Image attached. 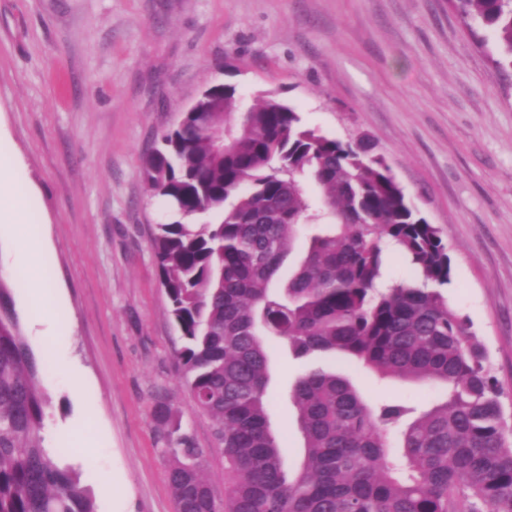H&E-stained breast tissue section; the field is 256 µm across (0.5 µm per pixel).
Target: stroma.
<instances>
[{"instance_id": "1", "label": "stroma", "mask_w": 512, "mask_h": 512, "mask_svg": "<svg viewBox=\"0 0 512 512\" xmlns=\"http://www.w3.org/2000/svg\"><path fill=\"white\" fill-rule=\"evenodd\" d=\"M491 30L450 0H0V139L36 193L44 276L64 338L42 336L25 274L12 268L27 224L0 223V279L49 397L42 434L91 487L97 512H174L156 399L205 452L224 497L211 418L181 383L179 335L151 249L164 210L142 160L206 87L243 104L280 91L320 134H367L411 202L437 225L453 268L443 292L489 349L512 415V69ZM64 353L78 376L60 371ZM270 426L287 464L303 438L290 398L306 365L272 349ZM353 378L368 399L420 404L440 385ZM93 455L73 443L86 414ZM118 482L112 497L101 488Z\"/></svg>"}]
</instances>
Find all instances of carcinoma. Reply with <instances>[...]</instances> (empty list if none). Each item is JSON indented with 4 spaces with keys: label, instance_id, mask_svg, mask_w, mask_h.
Instances as JSON below:
<instances>
[{
    "label": "carcinoma",
    "instance_id": "cac0c4a2",
    "mask_svg": "<svg viewBox=\"0 0 512 512\" xmlns=\"http://www.w3.org/2000/svg\"><path fill=\"white\" fill-rule=\"evenodd\" d=\"M456 6L492 30L498 64L512 67V0ZM143 179L173 209L152 249L186 387L224 452L218 504L203 449L154 403L175 512H512V428L487 347L440 291L448 243L370 138L319 134L275 91L243 109L234 86L215 84L162 133ZM394 253L412 279L387 280ZM271 342L294 360L339 358L446 395L413 418L415 408L368 402L348 376L312 367L291 389L304 438L291 468L269 422ZM47 405L0 279V512H96L91 488L44 445Z\"/></svg>",
    "mask_w": 512,
    "mask_h": 512
}]
</instances>
